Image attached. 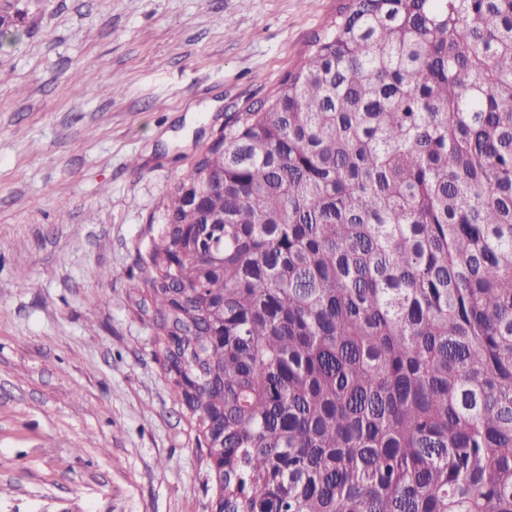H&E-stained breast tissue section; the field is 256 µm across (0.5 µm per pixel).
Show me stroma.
<instances>
[{
	"instance_id": "1",
	"label": "stroma",
	"mask_w": 512,
	"mask_h": 512,
	"mask_svg": "<svg viewBox=\"0 0 512 512\" xmlns=\"http://www.w3.org/2000/svg\"><path fill=\"white\" fill-rule=\"evenodd\" d=\"M342 4L25 0L0 50V512H206L204 451L129 284L170 191Z\"/></svg>"
}]
</instances>
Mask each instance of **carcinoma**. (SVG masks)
<instances>
[{
  "mask_svg": "<svg viewBox=\"0 0 512 512\" xmlns=\"http://www.w3.org/2000/svg\"><path fill=\"white\" fill-rule=\"evenodd\" d=\"M221 138L131 285L217 512H512V0H345Z\"/></svg>",
  "mask_w": 512,
  "mask_h": 512,
  "instance_id": "1",
  "label": "carcinoma"
}]
</instances>
